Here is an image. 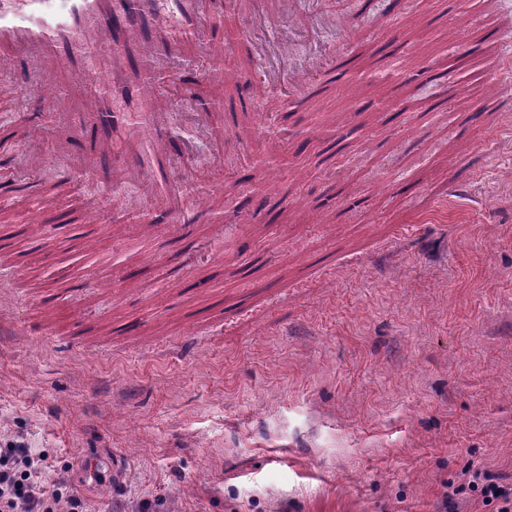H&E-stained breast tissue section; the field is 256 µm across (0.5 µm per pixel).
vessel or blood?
I'll return each mask as SVG.
<instances>
[{
	"instance_id": "obj_1",
	"label": "vessel or blood",
	"mask_w": 512,
	"mask_h": 512,
	"mask_svg": "<svg viewBox=\"0 0 512 512\" xmlns=\"http://www.w3.org/2000/svg\"><path fill=\"white\" fill-rule=\"evenodd\" d=\"M224 17L223 0H0V69L26 67L59 96L66 110L58 140H79L74 167L83 180L143 185L147 200L178 215L184 234L194 232L188 197L197 176L176 166L184 142L171 138V114L159 90L169 79L170 55L200 43L212 66L194 73L195 84L222 78L224 45L209 43ZM512 51L495 54L487 68L502 97L512 83L502 78Z\"/></svg>"
}]
</instances>
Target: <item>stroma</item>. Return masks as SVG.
Segmentation results:
<instances>
[{
	"instance_id": "35a3bbf8",
	"label": "stroma",
	"mask_w": 512,
	"mask_h": 512,
	"mask_svg": "<svg viewBox=\"0 0 512 512\" xmlns=\"http://www.w3.org/2000/svg\"><path fill=\"white\" fill-rule=\"evenodd\" d=\"M230 11L264 147L228 167L184 126L191 243L78 179L39 79L0 71V440L87 512H437L465 471L512 482V101L480 77L512 0H298L280 51L261 0ZM186 62L178 111L236 102ZM255 193L278 217L230 223Z\"/></svg>"
}]
</instances>
